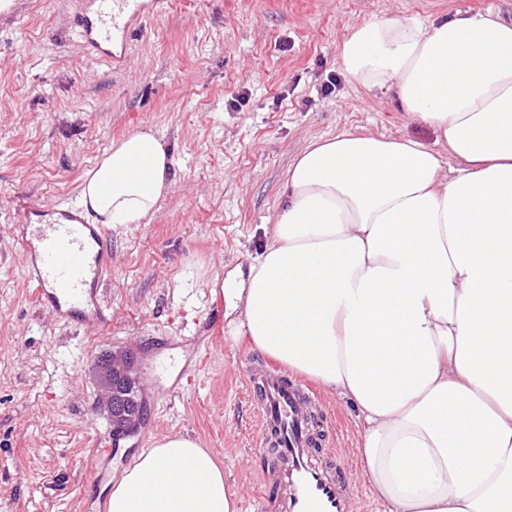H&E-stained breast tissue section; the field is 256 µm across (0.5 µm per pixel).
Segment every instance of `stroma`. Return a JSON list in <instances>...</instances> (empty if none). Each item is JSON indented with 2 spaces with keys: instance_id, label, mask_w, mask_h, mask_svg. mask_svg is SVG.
<instances>
[{
  "instance_id": "obj_1",
  "label": "stroma",
  "mask_w": 512,
  "mask_h": 512,
  "mask_svg": "<svg viewBox=\"0 0 512 512\" xmlns=\"http://www.w3.org/2000/svg\"><path fill=\"white\" fill-rule=\"evenodd\" d=\"M76 0H14L0 13V506L6 512H87L90 478L111 424L94 374L108 351L130 350L147 416L106 473L120 477L167 435L198 439L237 494L239 512L275 458L253 443L244 370L246 340L212 347L199 332L205 290L248 269L286 194L288 168L309 143L344 131L434 144L394 94L369 91L345 73L340 47L380 17L442 22L477 13L512 21V0H163L113 66L85 53L67 27ZM339 83L321 87L328 75ZM146 131L173 159L171 187L141 223L107 225L112 271L102 297L107 328L53 319L32 296L16 208L80 204L85 176L113 142ZM203 370L162 401L179 364ZM323 447L343 445L354 470L357 411L321 394Z\"/></svg>"
}]
</instances>
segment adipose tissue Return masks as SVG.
<instances>
[{"instance_id":"adipose-tissue-1","label":"adipose tissue","mask_w":512,"mask_h":512,"mask_svg":"<svg viewBox=\"0 0 512 512\" xmlns=\"http://www.w3.org/2000/svg\"><path fill=\"white\" fill-rule=\"evenodd\" d=\"M340 56L437 144L347 131L305 147L247 280L224 284L233 332L355 405L387 512H512V22L381 18ZM171 165L155 135L128 134L82 203L99 223H140ZM235 497L177 434L123 471L108 509L237 512Z\"/></svg>"}]
</instances>
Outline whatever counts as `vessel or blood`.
Listing matches in <instances>:
<instances>
[{"label": "vessel or blood", "instance_id": "b4317fda", "mask_svg": "<svg viewBox=\"0 0 512 512\" xmlns=\"http://www.w3.org/2000/svg\"><path fill=\"white\" fill-rule=\"evenodd\" d=\"M160 2L80 0L70 24L85 49L119 64L137 25ZM42 214V208L22 206L14 226L36 303L69 325H109L110 309L100 286L112 269L110 236L101 225L85 223L72 205L59 206L56 219L48 223ZM245 385L258 443L280 459L271 490L253 499L255 512H357L360 490L352 469L317 448L312 432L320 405L316 390L268 361L247 371Z\"/></svg>", "mask_w": 512, "mask_h": 512}]
</instances>
